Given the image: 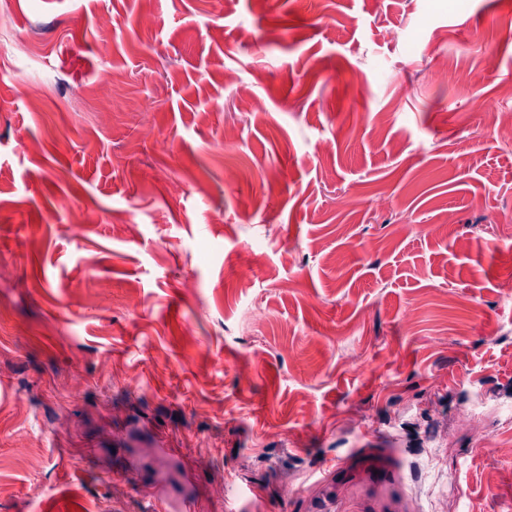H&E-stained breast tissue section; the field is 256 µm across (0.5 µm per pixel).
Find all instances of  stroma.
<instances>
[{"mask_svg": "<svg viewBox=\"0 0 512 512\" xmlns=\"http://www.w3.org/2000/svg\"><path fill=\"white\" fill-rule=\"evenodd\" d=\"M2 29L0 512H512V0H0Z\"/></svg>", "mask_w": 512, "mask_h": 512, "instance_id": "35a3bbf8", "label": "stroma"}]
</instances>
